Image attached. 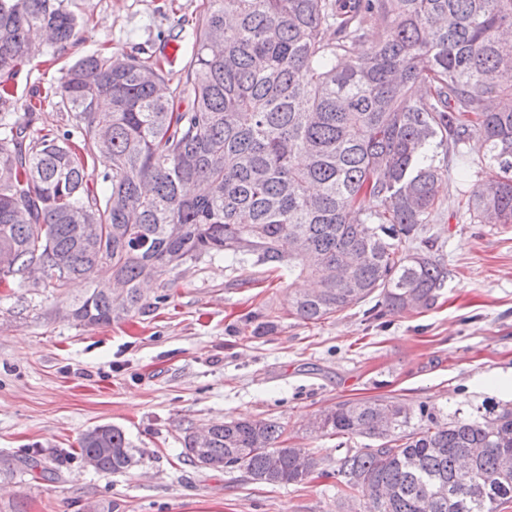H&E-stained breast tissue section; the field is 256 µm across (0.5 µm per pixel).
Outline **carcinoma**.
Segmentation results:
<instances>
[{"label":"carcinoma","mask_w":512,"mask_h":512,"mask_svg":"<svg viewBox=\"0 0 512 512\" xmlns=\"http://www.w3.org/2000/svg\"><path fill=\"white\" fill-rule=\"evenodd\" d=\"M388 32L367 42L374 17ZM512 0H210L195 25L185 88L133 54L93 53L50 95L71 130L27 133L35 107L0 113V285L63 292L80 323L143 312L149 283L203 257L318 282L294 314L315 323L369 299L429 308L449 277L424 226L448 165L474 134L489 172L464 215L512 224ZM79 39L67 0H0V77ZM109 159L95 174L94 161ZM312 432L372 440L336 460L347 512H497L512 501V407L454 411L355 400ZM272 418L216 423L183 460L243 469L266 485L323 470ZM82 463L122 472L131 443L115 425L79 441ZM476 493L452 497L467 463ZM41 464L0 455V472Z\"/></svg>","instance_id":"1"}]
</instances>
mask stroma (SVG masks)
<instances>
[{
	"label": "stroma",
	"instance_id": "stroma-1",
	"mask_svg": "<svg viewBox=\"0 0 512 512\" xmlns=\"http://www.w3.org/2000/svg\"><path fill=\"white\" fill-rule=\"evenodd\" d=\"M206 0H69L81 39L58 60L40 47L13 79L44 94L80 58L100 51L164 61L184 79L192 20ZM449 157L441 207L427 234L450 272L430 309L368 312L316 323L296 318L287 278L216 258L162 275L145 312L112 325L65 315L85 291L0 288V455L41 451L42 469L0 474V512H341L334 469L364 437L311 432L335 404L401 399L445 418L512 400V224H473L457 202L468 182ZM272 417L288 443L323 473L302 484L254 483L245 470L208 471L180 457L184 428ZM101 424L122 427L135 463L121 473L85 468L74 451Z\"/></svg>",
	"mask_w": 512,
	"mask_h": 512
}]
</instances>
